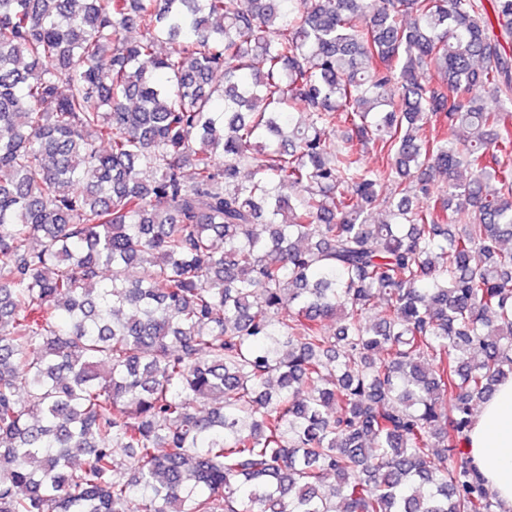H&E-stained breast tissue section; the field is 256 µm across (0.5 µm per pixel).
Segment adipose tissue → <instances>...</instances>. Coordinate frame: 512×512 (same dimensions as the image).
Wrapping results in <instances>:
<instances>
[{
  "label": "adipose tissue",
  "mask_w": 512,
  "mask_h": 512,
  "mask_svg": "<svg viewBox=\"0 0 512 512\" xmlns=\"http://www.w3.org/2000/svg\"><path fill=\"white\" fill-rule=\"evenodd\" d=\"M463 446L504 512H512V378L483 401Z\"/></svg>",
  "instance_id": "adipose-tissue-1"
}]
</instances>
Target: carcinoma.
<instances>
[{
	"instance_id": "carcinoma-1",
	"label": "carcinoma",
	"mask_w": 512,
	"mask_h": 512,
	"mask_svg": "<svg viewBox=\"0 0 512 512\" xmlns=\"http://www.w3.org/2000/svg\"><path fill=\"white\" fill-rule=\"evenodd\" d=\"M493 9L0 0V512H500ZM505 511L512 509V378L483 401L463 443Z\"/></svg>"
}]
</instances>
